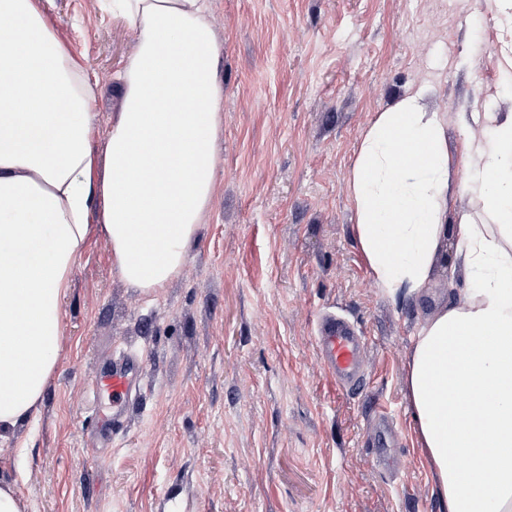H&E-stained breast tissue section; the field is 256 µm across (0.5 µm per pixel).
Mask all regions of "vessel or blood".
I'll use <instances>...</instances> for the list:
<instances>
[{
    "instance_id": "1",
    "label": "vessel or blood",
    "mask_w": 512,
    "mask_h": 512,
    "mask_svg": "<svg viewBox=\"0 0 512 512\" xmlns=\"http://www.w3.org/2000/svg\"><path fill=\"white\" fill-rule=\"evenodd\" d=\"M324 372L334 377L339 390L358 386L366 371V338L348 321L323 315L315 336ZM139 358L133 354L119 356L100 377L98 388L112 399V428L124 421V406L140 387Z\"/></svg>"
}]
</instances>
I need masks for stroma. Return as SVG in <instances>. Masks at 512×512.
<instances>
[{
	"instance_id": "stroma-1",
	"label": "stroma",
	"mask_w": 512,
	"mask_h": 512,
	"mask_svg": "<svg viewBox=\"0 0 512 512\" xmlns=\"http://www.w3.org/2000/svg\"><path fill=\"white\" fill-rule=\"evenodd\" d=\"M92 87L91 148L123 109L136 34L100 0H42ZM224 93L216 193L181 269L131 287L91 214L61 306L58 366L38 411L0 439V479L26 512H442L414 429L419 329L467 283L448 236L427 288L392 297L354 232L350 177L378 113L422 86L461 165L459 115L512 112L490 0H207ZM367 340L338 391L314 341L321 313ZM142 360L124 430L101 443L113 354ZM389 418L387 461L372 423Z\"/></svg>"
}]
</instances>
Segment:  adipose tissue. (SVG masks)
<instances>
[{
    "mask_svg": "<svg viewBox=\"0 0 512 512\" xmlns=\"http://www.w3.org/2000/svg\"><path fill=\"white\" fill-rule=\"evenodd\" d=\"M138 33L124 106L96 164L91 88L41 0H0V436L35 413L56 369L60 307L94 200L124 279L167 283L215 191L223 96L204 0H109ZM421 94L379 113L353 165L355 230L381 288L427 287L448 233L473 289L417 333L407 371L415 428L444 512H512V113L462 127L451 187L445 118ZM478 199L475 222L449 201Z\"/></svg>",
    "mask_w": 512,
    "mask_h": 512,
    "instance_id": "ef3b65f1",
    "label": "adipose tissue"
}]
</instances>
